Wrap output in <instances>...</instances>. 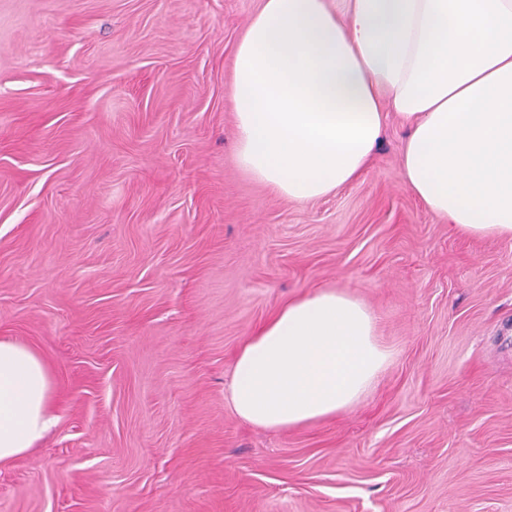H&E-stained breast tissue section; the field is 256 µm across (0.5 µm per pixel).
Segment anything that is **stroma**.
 I'll use <instances>...</instances> for the list:
<instances>
[{"label": "stroma", "instance_id": "stroma-1", "mask_svg": "<svg viewBox=\"0 0 512 512\" xmlns=\"http://www.w3.org/2000/svg\"><path fill=\"white\" fill-rule=\"evenodd\" d=\"M261 0H0V339L56 423L0 512H512V240L456 232L371 167L310 202L241 171L231 60ZM344 291L392 360L349 411L241 420L239 344Z\"/></svg>", "mask_w": 512, "mask_h": 512}]
</instances>
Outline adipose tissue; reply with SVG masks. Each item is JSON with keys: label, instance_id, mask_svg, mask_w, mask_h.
Segmentation results:
<instances>
[{"label": "adipose tissue", "instance_id": "1", "mask_svg": "<svg viewBox=\"0 0 512 512\" xmlns=\"http://www.w3.org/2000/svg\"><path fill=\"white\" fill-rule=\"evenodd\" d=\"M239 168L297 202L372 164L389 115L404 122L402 178L475 237L512 239V0H262L240 36L230 94ZM390 360L375 316L334 290L280 305L240 346L236 414L268 430L336 417ZM52 376L0 340V464L51 428Z\"/></svg>", "mask_w": 512, "mask_h": 512}]
</instances>
